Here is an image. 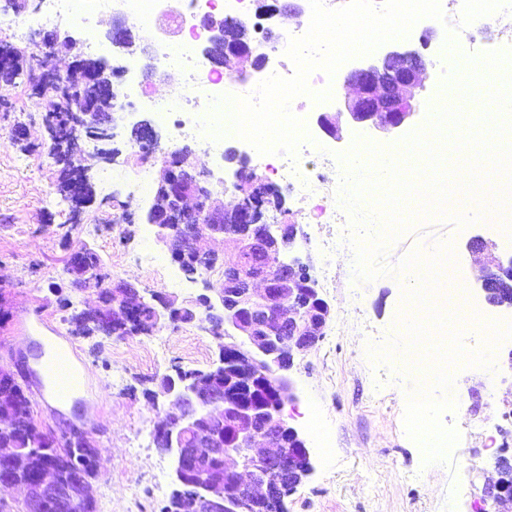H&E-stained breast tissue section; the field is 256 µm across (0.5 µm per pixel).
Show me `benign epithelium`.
Instances as JSON below:
<instances>
[{
    "label": "benign epithelium",
    "instance_id": "7a95c632",
    "mask_svg": "<svg viewBox=\"0 0 512 512\" xmlns=\"http://www.w3.org/2000/svg\"><path fill=\"white\" fill-rule=\"evenodd\" d=\"M208 49L214 61L230 57V42L241 38L245 28L214 25ZM104 38L119 50L134 43L132 25L114 19ZM117 72L103 65L94 74L106 95V106L82 96L71 100L72 155H80L83 137L103 144L95 156L110 162L119 153L106 148L116 138L112 116ZM426 78V62L415 50H387L375 60L352 68L347 80L357 86L358 96L346 105L351 128L391 133L410 123L415 115L413 90ZM147 142L148 156L160 160L161 177L145 212L147 223L157 228V239L168 249L181 271L186 264L205 262L220 267L224 287L204 278L205 293L186 305L162 292L151 293L154 318L151 324H135L143 302L135 285L113 282L99 268L83 264L81 253H71L69 268L73 288L90 284L99 291V305L84 312L78 324L100 332L151 334L165 322L193 323L206 313L209 331L218 339V359L206 370L185 374L181 370L162 377L161 385L176 412L159 423L160 452L169 456L173 485L192 480L197 493L183 503L184 512H287L285 498L312 471L310 452L296 429L283 417L286 404L295 399L287 371L295 354L323 338L329 305L316 288L306 264L285 259L297 235L294 224H271L255 209L224 204L212 199L208 174L187 164L191 148L171 151L160 145L153 128L137 127ZM93 165L77 167L80 181L71 185L75 199L91 188ZM233 239L236 252L219 254L207 248L203 234ZM481 246L490 271L499 279H512V256L505 259L496 242L480 235L470 237L466 249ZM69 443L95 447L92 436L73 427L65 432ZM22 459L13 448H0V485L16 486L8 472ZM507 457L497 459L498 480L485 494L501 512H512V484L504 469ZM55 467L49 465L37 486H21L28 500L55 495L60 489Z\"/></svg>",
    "mask_w": 512,
    "mask_h": 512
}]
</instances>
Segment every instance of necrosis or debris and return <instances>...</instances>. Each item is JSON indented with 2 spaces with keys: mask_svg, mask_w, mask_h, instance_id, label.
Wrapping results in <instances>:
<instances>
[{
  "mask_svg": "<svg viewBox=\"0 0 512 512\" xmlns=\"http://www.w3.org/2000/svg\"><path fill=\"white\" fill-rule=\"evenodd\" d=\"M254 0H40L34 18L36 27L76 18L82 23L94 24L104 8L125 13L128 17L146 23L148 42L159 69L174 71L182 81L177 91L167 98L150 93L136 78L131 77L130 66H122L125 82L117 88L116 109L125 111L137 107L152 112L163 126L171 129L175 140L191 138L203 145L214 164L224 160L226 144L235 142V135H226L215 141L201 132L206 116L198 110L200 101L215 102L228 92V83L222 71L204 54L213 31L212 22L226 23L251 20L254 45L259 54L272 59L271 67L261 70L257 78L271 75L292 76L293 62L285 51L291 37L302 36V29L293 33L270 34L263 17L253 9ZM443 13L455 39L464 41L467 53L480 59L484 53L472 30L483 26L498 31L503 44L512 45V0H443ZM314 144L302 142L296 154L278 152L257 155L254 146H247L248 154L258 157L270 181H287L298 205V212L306 224H347L345 214L332 202L336 198V184L341 167L335 159L314 156Z\"/></svg>",
  "mask_w": 512,
  "mask_h": 512,
  "instance_id": "obj_1",
  "label": "necrosis or debris"
}]
</instances>
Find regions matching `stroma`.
I'll return each mask as SVG.
<instances>
[{"mask_svg": "<svg viewBox=\"0 0 512 512\" xmlns=\"http://www.w3.org/2000/svg\"><path fill=\"white\" fill-rule=\"evenodd\" d=\"M21 14L0 12V44L19 47L16 75L0 85L10 102L0 107V368L15 370L42 336L61 335L75 363L90 370L81 390V410L51 407L32 398L31 411L41 428L60 433L71 427L89 431L103 469L92 482L97 512H163L173 484L171 464L156 448L152 431L169 405L158 395V380L175 368L204 369L218 355V341L205 324H170L154 333L122 339L101 334L78 335L69 317L73 310L96 306L94 287L69 285L67 261L87 246L104 262L113 279L137 285L141 295L162 291L181 300L196 298L203 282L191 279L159 244L152 225L136 218V202L125 180L113 181L110 195L94 192L76 204L58 190L60 164L45 115L55 100L48 92L30 101L29 61L47 57L50 69H73V53L47 51L27 27L38 9L28 0ZM117 158L126 171L140 162L135 130L151 120L148 112H118ZM291 222L300 226L296 251L308 261L321 297L330 307L323 339L297 355L289 375L296 398L284 418L305 439L313 470L286 499L288 512H495L486 497L498 455L512 456V432L504 449H496L481 424L493 411L512 407V339L494 352L498 369L457 367L453 395L462 405L448 425L460 435L446 463L425 465L423 452L405 432L406 392L420 377L397 372L393 363H372L367 345L401 336L396 318L405 305V274L397 270L413 251L430 254L440 242L452 243L459 279L479 291L483 256L465 249L467 239L482 235L512 255V237L479 221L465 228L433 218L390 244L382 259L387 274L370 281L355 278L352 253L329 252L328 234L342 226L301 223L284 184ZM98 227L87 236L83 227ZM165 340L164 360L150 351Z\"/></svg>", "mask_w": 512, "mask_h": 512, "instance_id": "obj_1", "label": "stroma"}]
</instances>
